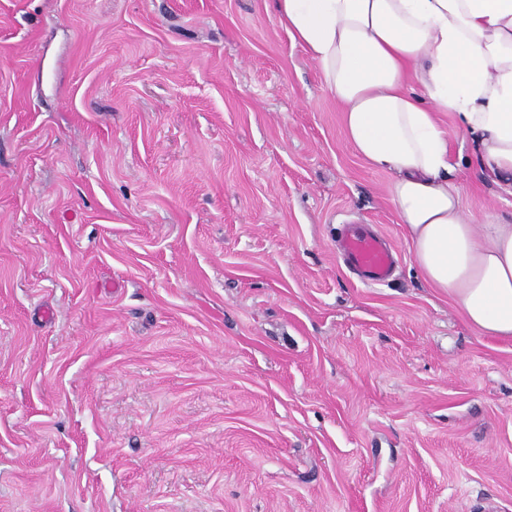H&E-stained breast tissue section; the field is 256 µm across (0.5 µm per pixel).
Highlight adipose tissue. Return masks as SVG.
Instances as JSON below:
<instances>
[{"label": "adipose tissue", "instance_id": "adipose-tissue-1", "mask_svg": "<svg viewBox=\"0 0 512 512\" xmlns=\"http://www.w3.org/2000/svg\"><path fill=\"white\" fill-rule=\"evenodd\" d=\"M342 107L346 138L388 171L424 281L483 336L512 340V224L473 222L448 178L452 113L483 173L512 183V0H275Z\"/></svg>", "mask_w": 512, "mask_h": 512}]
</instances>
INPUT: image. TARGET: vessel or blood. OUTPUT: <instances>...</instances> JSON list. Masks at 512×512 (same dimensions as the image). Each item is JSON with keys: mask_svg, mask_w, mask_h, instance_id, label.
Segmentation results:
<instances>
[{"mask_svg": "<svg viewBox=\"0 0 512 512\" xmlns=\"http://www.w3.org/2000/svg\"><path fill=\"white\" fill-rule=\"evenodd\" d=\"M342 253L347 264L363 282L382 284L391 276L396 258L383 235L354 230L342 242Z\"/></svg>", "mask_w": 512, "mask_h": 512, "instance_id": "1", "label": "vessel or blood"}]
</instances>
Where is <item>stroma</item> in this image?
I'll return each mask as SVG.
<instances>
[{
	"label": "stroma",
	"mask_w": 512,
	"mask_h": 512,
	"mask_svg": "<svg viewBox=\"0 0 512 512\" xmlns=\"http://www.w3.org/2000/svg\"><path fill=\"white\" fill-rule=\"evenodd\" d=\"M390 180L275 0H0V512H512V341L417 273ZM347 264L367 284H382L391 276L396 258L383 235L353 230L342 242Z\"/></svg>",
	"instance_id": "1"
}]
</instances>
